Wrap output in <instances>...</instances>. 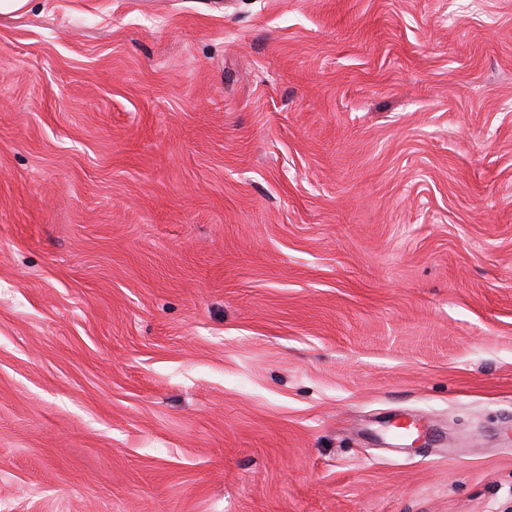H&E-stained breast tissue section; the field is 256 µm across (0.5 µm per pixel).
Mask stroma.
Masks as SVG:
<instances>
[{
    "instance_id": "obj_1",
    "label": "stroma",
    "mask_w": 512,
    "mask_h": 512,
    "mask_svg": "<svg viewBox=\"0 0 512 512\" xmlns=\"http://www.w3.org/2000/svg\"><path fill=\"white\" fill-rule=\"evenodd\" d=\"M511 443L512 0L0 16V512H512Z\"/></svg>"
}]
</instances>
